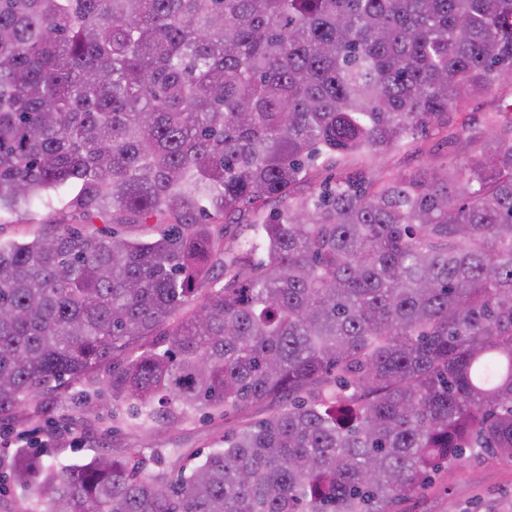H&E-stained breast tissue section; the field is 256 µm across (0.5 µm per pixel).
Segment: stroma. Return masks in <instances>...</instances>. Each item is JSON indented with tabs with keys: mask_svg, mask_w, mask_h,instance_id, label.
I'll return each mask as SVG.
<instances>
[{
	"mask_svg": "<svg viewBox=\"0 0 512 512\" xmlns=\"http://www.w3.org/2000/svg\"><path fill=\"white\" fill-rule=\"evenodd\" d=\"M457 159L468 155L466 141H459L455 150H448L441 134L429 132L406 146L384 156L355 161L354 166L365 169L377 179L422 166L427 158L447 157ZM51 221L70 224L74 218L64 203L53 207L39 204L9 216L0 225V237L22 239L38 229L40 223ZM129 404L103 399L98 417L92 425H84L82 414L72 407L67 394H60L56 411V427L66 430L64 443L51 448L52 460L60 466L91 460L101 452L119 453L124 448H140L143 458H152L155 450H162L168 467L190 471L203 456L219 447V439L228 424L197 415L192 421L168 428L156 424L151 437L143 435L127 424ZM492 506L494 512H512V461L472 459L452 478L438 479L431 488L420 493L405 505V512H474L477 504Z\"/></svg>",
	"mask_w": 512,
	"mask_h": 512,
	"instance_id": "35a3bbf8",
	"label": "stroma"
}]
</instances>
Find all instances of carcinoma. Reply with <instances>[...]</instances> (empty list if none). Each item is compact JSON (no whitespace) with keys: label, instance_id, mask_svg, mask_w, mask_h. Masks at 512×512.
<instances>
[{"label":"carcinoma","instance_id":"obj_1","mask_svg":"<svg viewBox=\"0 0 512 512\" xmlns=\"http://www.w3.org/2000/svg\"><path fill=\"white\" fill-rule=\"evenodd\" d=\"M503 86L512 0H0V213L76 186L83 224L0 239V421L89 422L102 370L143 430L238 414L174 480L18 448L30 512H404L512 460V103L461 164L291 195Z\"/></svg>","mask_w":512,"mask_h":512}]
</instances>
